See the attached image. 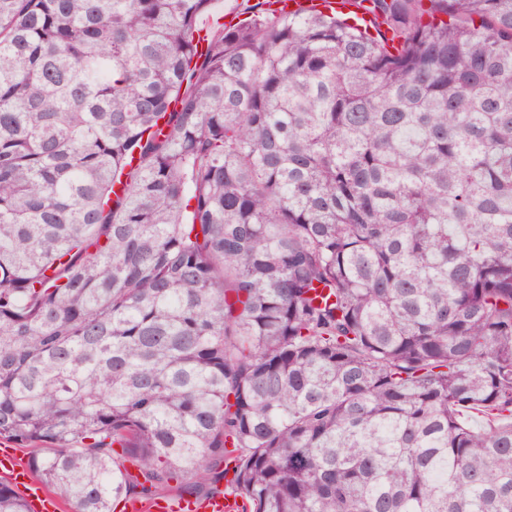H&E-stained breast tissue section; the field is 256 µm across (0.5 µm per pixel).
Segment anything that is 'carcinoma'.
<instances>
[{
  "mask_svg": "<svg viewBox=\"0 0 512 512\" xmlns=\"http://www.w3.org/2000/svg\"><path fill=\"white\" fill-rule=\"evenodd\" d=\"M349 2L0 0V439L72 512H512V0ZM243 2H245L244 0H215L212 2V6H211V9L209 10L208 13H206L205 15H203L198 23L205 17H207L208 15H211V14H224V16H220L216 19V22L222 24V23H228L229 21H231L234 16H235V13L236 14H239L242 12L245 4H243ZM215 22V23H216ZM127 512H241V504L232 496L216 493L207 497H158L147 508L139 502L127 501L123 505Z\"/></svg>",
  "mask_w": 512,
  "mask_h": 512,
  "instance_id": "cac0c4a2",
  "label": "carcinoma"
}]
</instances>
